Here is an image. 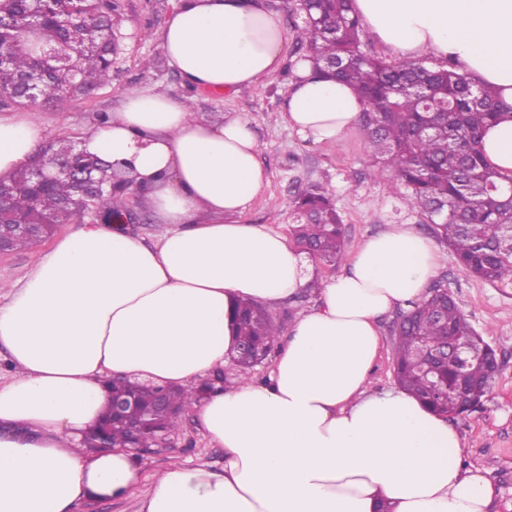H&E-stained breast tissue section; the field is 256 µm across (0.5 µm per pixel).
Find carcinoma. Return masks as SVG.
<instances>
[{
	"mask_svg": "<svg viewBox=\"0 0 512 512\" xmlns=\"http://www.w3.org/2000/svg\"><path fill=\"white\" fill-rule=\"evenodd\" d=\"M123 9L122 0H0V16L13 21L12 30L0 33V57L5 59L0 63V105H36L44 98L62 110L74 94L89 97L108 84L112 56L119 50L114 22ZM302 10L306 17L298 27V40L304 57L315 62L322 77L353 87L365 104L360 120L373 170L390 169L409 189L406 205L425 215L463 273L490 284H512V175L491 167L481 150L484 127L503 115L493 88L457 72L449 60L396 62L366 53L351 0H302ZM79 44L83 48L77 51ZM68 151L73 161L92 170L100 191L82 197L65 177L39 186L25 164L10 178L14 190L0 220L68 224L80 219L72 205L79 198L88 208L114 218L123 215L125 204L117 190L124 185L114 181L112 163L71 149L64 138L51 142L45 159ZM292 204L306 220L293 227L296 247L325 262H339L344 228L327 192L312 185ZM400 321L392 329L398 385L439 415L464 414L455 393L446 398L433 394L419 353L422 344L440 343L446 336L468 339L480 352L484 338L454 297L437 284ZM234 323L238 343L251 345L255 355L268 354L285 329L284 320L250 303L236 308ZM445 370L450 377L464 373L467 396L476 404L495 378L485 359L471 361L462 371L452 363ZM132 389L144 406L160 391L115 382L112 396ZM178 426L179 417L172 415L155 428L143 427L136 445L153 448L157 437ZM107 429L111 445L130 444L123 424Z\"/></svg>",
	"mask_w": 512,
	"mask_h": 512,
	"instance_id": "1",
	"label": "carcinoma"
}]
</instances>
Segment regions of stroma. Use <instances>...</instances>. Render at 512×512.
I'll return each instance as SVG.
<instances>
[{"label": "stroma", "mask_w": 512, "mask_h": 512, "mask_svg": "<svg viewBox=\"0 0 512 512\" xmlns=\"http://www.w3.org/2000/svg\"><path fill=\"white\" fill-rule=\"evenodd\" d=\"M172 10V0H124L118 29L121 50L112 65V81L89 98L71 99L59 111L38 104L33 111L43 125L44 141L64 136L81 140L91 113L119 111L130 90H154L190 98L194 109L217 122L227 116L255 118L258 159L269 185L242 214L246 224H265L290 234L301 217L292 206L294 195L312 185L322 187L336 203L345 229V250L353 252L367 238L389 224H412L430 235L427 219L404 202L406 188L397 187L391 171H373L370 148L362 129H355L336 145L303 138L276 120L283 96L295 78L294 67L304 51L297 41L288 46V68L275 78L238 91L195 94L185 87L169 63L160 34ZM457 301L475 330L496 352L499 371L481 404L452 424L464 441L467 466L485 470L498 495L493 512H512V285H492L464 274L448 246H441L434 276ZM398 317L390 311L379 319L381 348L371 373L372 387H395L392 326ZM146 472L182 461L213 469L224 466L223 449L209 444L191 416L165 444L141 454Z\"/></svg>", "instance_id": "1"}]
</instances>
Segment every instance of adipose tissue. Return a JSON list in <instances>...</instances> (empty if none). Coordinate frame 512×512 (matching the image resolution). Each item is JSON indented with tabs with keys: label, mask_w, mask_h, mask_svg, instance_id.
I'll return each instance as SVG.
<instances>
[{
	"label": "adipose tissue",
	"mask_w": 512,
	"mask_h": 512,
	"mask_svg": "<svg viewBox=\"0 0 512 512\" xmlns=\"http://www.w3.org/2000/svg\"><path fill=\"white\" fill-rule=\"evenodd\" d=\"M392 52L431 54L512 104V0H354ZM184 85L233 92L273 79L290 36L261 0H175L161 36ZM363 104L348 85L299 63L280 122L318 143L341 141ZM43 141L29 112L0 113V178ZM82 148L130 162L142 203L163 230L152 242L119 224L85 221L37 252L0 305V512H75L126 499L140 512H489L481 470L445 418L401 389L372 390L379 318L418 302L438 247L410 224L365 240L320 301L280 338L269 376L195 391L236 344L241 299L275 308L313 278L286 236L239 217L266 188L254 121L213 123L180 97L133 90ZM489 163L512 173V121L487 127ZM132 379L188 395L184 410L223 448L224 468L184 463L145 473L117 447L83 444L112 383ZM149 485L144 482L140 485L136 496L124 500L92 501L83 505L81 512H138L140 501L147 495Z\"/></svg>",
	"instance_id": "adipose-tissue-1"
}]
</instances>
